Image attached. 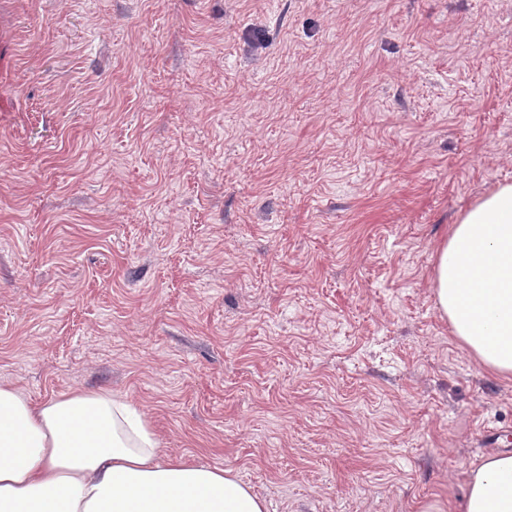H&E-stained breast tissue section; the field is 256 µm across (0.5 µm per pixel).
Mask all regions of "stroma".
Masks as SVG:
<instances>
[{
	"label": "stroma",
	"instance_id": "stroma-1",
	"mask_svg": "<svg viewBox=\"0 0 512 512\" xmlns=\"http://www.w3.org/2000/svg\"><path fill=\"white\" fill-rule=\"evenodd\" d=\"M501 183L512 0H0V381L269 512H459L512 379L433 254Z\"/></svg>",
	"mask_w": 512,
	"mask_h": 512
}]
</instances>
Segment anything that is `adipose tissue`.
<instances>
[{
	"label": "adipose tissue",
	"mask_w": 512,
	"mask_h": 512,
	"mask_svg": "<svg viewBox=\"0 0 512 512\" xmlns=\"http://www.w3.org/2000/svg\"><path fill=\"white\" fill-rule=\"evenodd\" d=\"M431 281L450 333L512 378V184L462 211L436 246ZM462 512H512V453L481 458ZM0 512H268L230 469L165 455L149 416L111 390L36 401L0 383Z\"/></svg>",
	"instance_id": "adipose-tissue-1"
}]
</instances>
